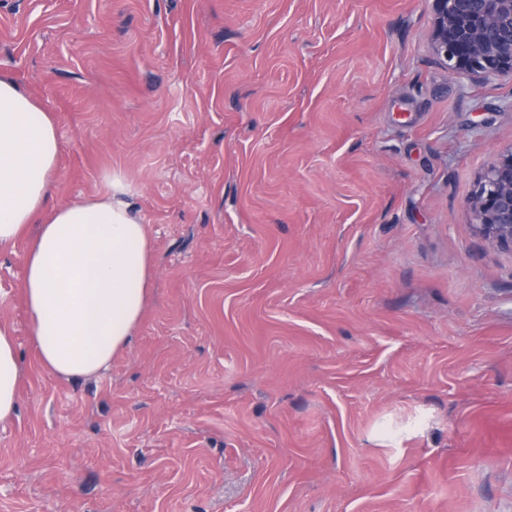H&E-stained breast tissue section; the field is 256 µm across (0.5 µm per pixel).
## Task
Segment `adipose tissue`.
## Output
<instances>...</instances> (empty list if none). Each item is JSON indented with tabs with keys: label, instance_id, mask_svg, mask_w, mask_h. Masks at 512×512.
<instances>
[{
	"label": "adipose tissue",
	"instance_id": "ef3b65f1",
	"mask_svg": "<svg viewBox=\"0 0 512 512\" xmlns=\"http://www.w3.org/2000/svg\"><path fill=\"white\" fill-rule=\"evenodd\" d=\"M61 145L51 116L0 77V249L28 236L23 293L40 363L76 378L106 371L131 342L151 292L147 228L132 187L111 174L103 195L52 205ZM20 362L0 327V422L14 418Z\"/></svg>",
	"mask_w": 512,
	"mask_h": 512
}]
</instances>
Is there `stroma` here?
Returning a JSON list of instances; mask_svg holds the SVG:
<instances>
[{
	"instance_id": "1",
	"label": "stroma",
	"mask_w": 512,
	"mask_h": 512,
	"mask_svg": "<svg viewBox=\"0 0 512 512\" xmlns=\"http://www.w3.org/2000/svg\"><path fill=\"white\" fill-rule=\"evenodd\" d=\"M432 36L429 0H0L55 203L121 172L155 270L132 344L67 380L0 250V512H512V250L467 204L512 79ZM21 376L13 336L7 327H0V422L14 418L18 408L17 389Z\"/></svg>"
}]
</instances>
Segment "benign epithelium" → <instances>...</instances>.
Segmentation results:
<instances>
[{
	"mask_svg": "<svg viewBox=\"0 0 512 512\" xmlns=\"http://www.w3.org/2000/svg\"><path fill=\"white\" fill-rule=\"evenodd\" d=\"M432 49L454 72L512 78V0H430ZM484 236L512 249V147L474 186L469 198Z\"/></svg>",
	"mask_w": 512,
	"mask_h": 512,
	"instance_id": "1",
	"label": "benign epithelium"
}]
</instances>
